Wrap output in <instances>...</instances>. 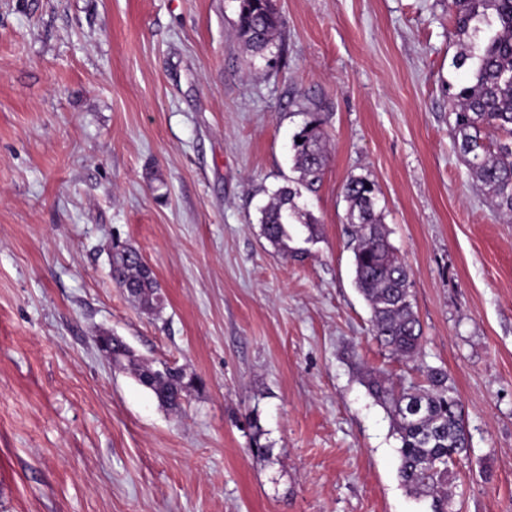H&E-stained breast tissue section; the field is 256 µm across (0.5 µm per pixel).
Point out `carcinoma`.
Masks as SVG:
<instances>
[{
  "label": "carcinoma",
  "instance_id": "cac0c4a2",
  "mask_svg": "<svg viewBox=\"0 0 512 512\" xmlns=\"http://www.w3.org/2000/svg\"><path fill=\"white\" fill-rule=\"evenodd\" d=\"M238 35L247 50L263 53L273 42L280 18L272 0H243ZM456 36L466 47L452 58L454 80L448 82V109L455 115L451 137L481 193L493 209L512 223V0H452ZM292 145L298 184L314 190L326 165L323 133L312 119L296 133ZM348 203L349 247L354 282L371 310L372 332L392 354L412 359L422 329L413 310L410 271L389 242L379 209V190L367 177L344 186ZM299 190L279 189L263 209L261 231L275 247L286 246L288 225L298 218ZM112 276L144 308H152L158 283L132 246L114 247ZM112 363H127L137 382L163 407L175 409L196 379L176 368L163 372L135 357L121 340L107 337ZM369 393L383 404L400 441L398 478L410 493L431 499L432 512H456L448 486L451 467L467 451L460 400L441 368L425 373V384L396 389L394 381L371 376Z\"/></svg>",
  "mask_w": 512,
  "mask_h": 512
}]
</instances>
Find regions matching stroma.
<instances>
[{
  "instance_id": "obj_1",
  "label": "stroma",
  "mask_w": 512,
  "mask_h": 512,
  "mask_svg": "<svg viewBox=\"0 0 512 512\" xmlns=\"http://www.w3.org/2000/svg\"><path fill=\"white\" fill-rule=\"evenodd\" d=\"M0 0V512H430L366 374L447 371L459 512H512V224L450 135L449 0ZM327 162L288 246L261 208L310 117ZM373 180L412 272L420 354L372 335L344 185ZM154 273L153 310L112 242ZM200 379L159 405L94 336ZM258 419L265 454L248 422ZM247 7L238 14V35L247 50L262 54L273 42L280 18L272 0H240ZM112 276L121 288L145 309H151L159 288L153 272L132 246H118L112 251Z\"/></svg>"
}]
</instances>
